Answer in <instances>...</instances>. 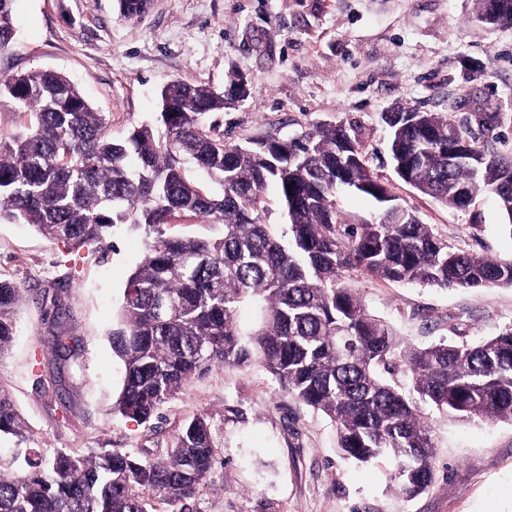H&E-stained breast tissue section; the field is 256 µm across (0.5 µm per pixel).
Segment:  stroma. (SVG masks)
<instances>
[{
    "mask_svg": "<svg viewBox=\"0 0 512 512\" xmlns=\"http://www.w3.org/2000/svg\"><path fill=\"white\" fill-rule=\"evenodd\" d=\"M14 25L0 76L67 75L106 113L112 137L155 122L167 81L220 89L235 71L250 95L215 113L226 142L350 125L370 170L437 237L478 256L512 258L495 197L459 211L404 183L383 120L405 108L458 121L484 107L495 115L484 138L512 154V27L481 23L475 0H153L134 19L117 0H15ZM144 250V234L125 226L104 248L70 251L29 225L0 222V277L26 290L16 336L0 357V385L32 447L160 457L177 426L204 412L216 463L197 512H512V421L428 411L435 479L407 497L395 486L394 461L344 460L334 424L257 366H212L151 427L114 413L121 364L106 334ZM348 284L404 346L473 344L512 326L511 288L446 290L365 275ZM57 289L65 294L58 313L38 298ZM60 329L75 365L56 354Z\"/></svg>",
    "mask_w": 512,
    "mask_h": 512,
    "instance_id": "35a3bbf8",
    "label": "stroma"
}]
</instances>
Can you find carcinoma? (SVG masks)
<instances>
[{
  "mask_svg": "<svg viewBox=\"0 0 512 512\" xmlns=\"http://www.w3.org/2000/svg\"><path fill=\"white\" fill-rule=\"evenodd\" d=\"M15 0H0V53L15 39ZM249 93L232 73L224 88L169 81L161 87L158 133L148 125L123 138L64 74L41 70L0 79L6 103L33 117L0 140V222L30 224L79 249L128 224L146 236L107 339L123 365L114 407L146 424L189 381L214 364L264 368L298 402L336 426L343 458L395 460L394 481L412 497L434 478L423 406L462 418L512 421V326L474 344L439 342L400 350L390 325L370 315L345 272L439 288H512V259L479 258L437 238L397 204L343 124L303 136L244 144L224 141L208 118ZM390 149L399 178L456 210L494 195L512 235V158L481 145L471 123L435 112H392ZM193 163L215 192L189 182ZM277 187L288 217L278 237L263 220L264 192ZM292 190H287V187ZM353 189L382 210L376 223L349 224L336 191ZM184 217L224 225L217 239L177 236ZM23 289L0 279V356L14 335ZM260 318L241 331V303ZM402 361L412 388L384 374ZM0 512H150L151 500L193 512L215 466L207 414L174 431L167 458L123 448L88 455L29 444L26 425L0 388Z\"/></svg>",
  "mask_w": 512,
  "mask_h": 512,
  "instance_id": "obj_1",
  "label": "carcinoma"
}]
</instances>
